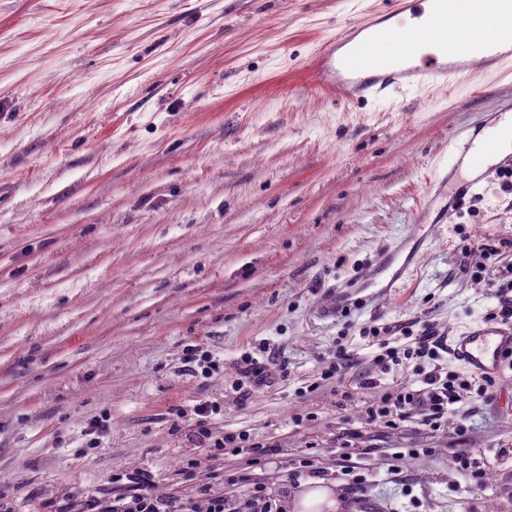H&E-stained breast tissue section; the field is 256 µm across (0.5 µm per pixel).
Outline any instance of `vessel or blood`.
I'll list each match as a JSON object with an SVG mask.
<instances>
[{"label": "vessel or blood", "instance_id": "vessel-or-blood-1", "mask_svg": "<svg viewBox=\"0 0 512 512\" xmlns=\"http://www.w3.org/2000/svg\"><path fill=\"white\" fill-rule=\"evenodd\" d=\"M473 5V20L490 26L502 12L512 9V0H473ZM405 12L419 17L420 25L409 27L396 22L383 29L379 14L374 13L315 51L309 66L331 96L377 97L392 89L426 87L439 79L462 78L477 63L492 71L512 65V34L447 40L449 27L457 23L453 0H393L390 16ZM388 37L405 48L404 54L392 61L384 54ZM421 42L440 43L438 59H415L411 49ZM420 250V245H413L402 260L393 251L383 255L377 270L390 272L389 287H404L421 262ZM451 352L474 374L498 377L503 363L512 356V324L476 325L454 340Z\"/></svg>", "mask_w": 512, "mask_h": 512}]
</instances>
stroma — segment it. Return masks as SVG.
Wrapping results in <instances>:
<instances>
[{"label":"stroma","instance_id":"35a3bbf8","mask_svg":"<svg viewBox=\"0 0 512 512\" xmlns=\"http://www.w3.org/2000/svg\"><path fill=\"white\" fill-rule=\"evenodd\" d=\"M386 0H0V494L17 512L123 494L296 491L311 459L345 505L512 512V360L485 403L448 352L383 369L415 322L444 340L487 321L512 283V183L487 176L446 207L449 142L512 109V72L339 100L308 58ZM425 260L400 293L345 285L417 228ZM344 342L345 382L327 375ZM215 367L191 376L187 345ZM287 377L240 399L245 356ZM457 378L460 429L425 408L393 422L405 384ZM372 387H362L364 379ZM216 402L208 425L278 448V464L195 447L171 408ZM112 428L84 451L101 415ZM403 459H396V452ZM194 468H187V460ZM364 477L346 492L342 466ZM483 474L475 487L472 471Z\"/></svg>","mask_w":512,"mask_h":512}]
</instances>
